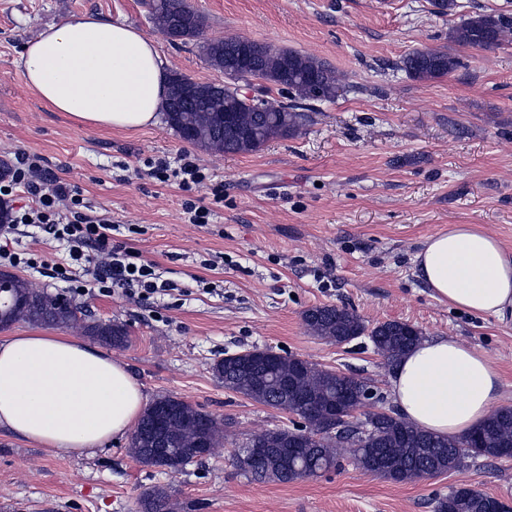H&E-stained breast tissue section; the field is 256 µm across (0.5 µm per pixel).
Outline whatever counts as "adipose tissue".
<instances>
[{
  "instance_id": "obj_1",
  "label": "adipose tissue",
  "mask_w": 512,
  "mask_h": 512,
  "mask_svg": "<svg viewBox=\"0 0 512 512\" xmlns=\"http://www.w3.org/2000/svg\"><path fill=\"white\" fill-rule=\"evenodd\" d=\"M19 64L51 110L100 129L156 124L169 82L149 36L93 14L42 28ZM415 263L438 300L500 321L512 315V249L478 225L428 237ZM390 385L404 419L459 439L491 412L502 379L483 353L436 336L398 361ZM145 403L126 365L95 347L40 329L0 338V429L17 438L91 453L130 433Z\"/></svg>"
}]
</instances>
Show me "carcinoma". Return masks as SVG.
<instances>
[{
	"mask_svg": "<svg viewBox=\"0 0 512 512\" xmlns=\"http://www.w3.org/2000/svg\"><path fill=\"white\" fill-rule=\"evenodd\" d=\"M151 16L154 28L171 39L196 37L203 28L201 16L187 6L186 0H152ZM449 39L481 49L512 43V14L506 10L476 12L452 28ZM229 42L225 38L206 45L210 65L220 71L228 65L224 49ZM459 66L455 55L433 49L414 50L400 61V69L418 80L448 75ZM249 77L269 84L262 91L260 106L241 104L235 112H220L215 125L208 103L221 107L226 100L218 98L211 85L174 73L169 82L194 88L195 98L180 111L172 112L171 97H166L162 111L167 124L191 144L227 155L253 153L272 139L297 133L309 121L311 103L334 101L346 81L342 72L321 60L272 47L254 59ZM274 86L278 89L276 97L272 95ZM303 320L310 334L338 345L369 333L374 350L390 365L423 338L421 330L396 320L369 330L355 311L335 305L312 307L304 312ZM76 321L74 307L57 295L32 287L20 275L0 285V329L18 322L69 327ZM82 329L84 335L114 348L128 343L127 330L122 325L100 323L86 315ZM211 370L225 389L291 414H304L312 423V436L305 439L296 437L288 428L269 429L247 438L242 443L244 448H284L297 440L299 447L309 449L303 459L286 466L237 464L254 481L288 483L298 477L299 466L309 476L318 477L337 466L345 455L368 473L404 482L425 473L439 476L463 472L469 459L498 460L502 449L512 448V407L494 410L471 434L459 440L420 430L394 412L373 416L364 431L354 423L336 426L335 417L342 410L364 406L365 386L332 369L289 356L254 359L227 354L215 360ZM200 415L201 410L181 402L167 422L166 429L177 437L167 455L158 456L136 431L129 443L132 455L145 466L160 467L172 474L184 470L195 461L196 441H204L211 450L224 442L227 423L211 417L202 425ZM139 504L141 512H169L168 488L151 487L142 493ZM434 512H512V507L488 492L455 487L435 500Z\"/></svg>",
	"mask_w": 512,
	"mask_h": 512,
	"instance_id": "1",
	"label": "carcinoma"
}]
</instances>
